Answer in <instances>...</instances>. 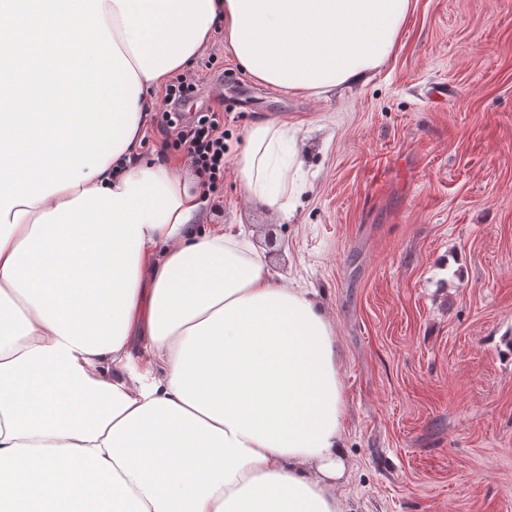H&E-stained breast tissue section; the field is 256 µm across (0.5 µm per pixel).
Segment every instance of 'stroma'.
Masks as SVG:
<instances>
[{
    "mask_svg": "<svg viewBox=\"0 0 512 512\" xmlns=\"http://www.w3.org/2000/svg\"><path fill=\"white\" fill-rule=\"evenodd\" d=\"M224 114V198L285 282L336 319L352 512H512V0H412L391 57L351 89L293 95L223 33L188 67ZM301 121L290 217L245 202L253 123Z\"/></svg>",
    "mask_w": 512,
    "mask_h": 512,
    "instance_id": "1",
    "label": "stroma"
}]
</instances>
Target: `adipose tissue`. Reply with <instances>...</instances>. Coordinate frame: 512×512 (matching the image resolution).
<instances>
[{"mask_svg": "<svg viewBox=\"0 0 512 512\" xmlns=\"http://www.w3.org/2000/svg\"><path fill=\"white\" fill-rule=\"evenodd\" d=\"M410 0H0V512H347L336 326L139 158L149 90L223 29L256 81L364 84ZM298 125L255 123L290 215ZM141 365H133V351Z\"/></svg>", "mask_w": 512, "mask_h": 512, "instance_id": "adipose-tissue-1", "label": "adipose tissue"}]
</instances>
